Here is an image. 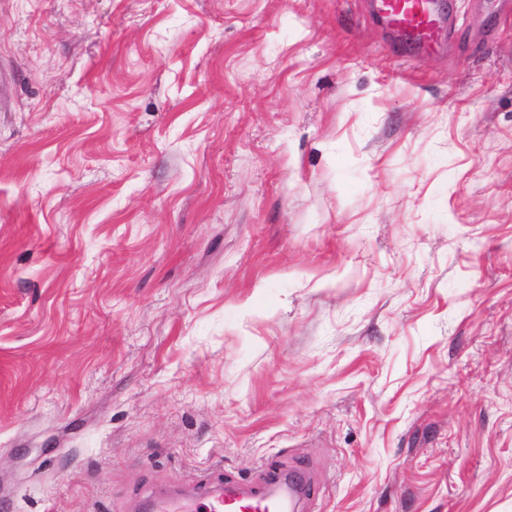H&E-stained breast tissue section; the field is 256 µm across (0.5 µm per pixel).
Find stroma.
Here are the masks:
<instances>
[{
	"mask_svg": "<svg viewBox=\"0 0 512 512\" xmlns=\"http://www.w3.org/2000/svg\"><path fill=\"white\" fill-rule=\"evenodd\" d=\"M370 3L0 0V512H512V0ZM372 7L374 15L386 27L425 51L433 50L442 12L433 0H374ZM239 487L210 491L206 488L187 500L188 512H288L294 511L301 496L308 491L295 478L270 476L266 488L244 490Z\"/></svg>",
	"mask_w": 512,
	"mask_h": 512,
	"instance_id": "1",
	"label": "stroma"
}]
</instances>
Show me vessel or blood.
I'll use <instances>...</instances> for the list:
<instances>
[{
    "mask_svg": "<svg viewBox=\"0 0 512 512\" xmlns=\"http://www.w3.org/2000/svg\"><path fill=\"white\" fill-rule=\"evenodd\" d=\"M373 13L411 44L433 50L441 23V8L435 0H373ZM306 493L299 480L274 474L266 488L205 489L189 499L187 506L190 512H293Z\"/></svg>",
    "mask_w": 512,
    "mask_h": 512,
    "instance_id": "b4317fda",
    "label": "vessel or blood"
}]
</instances>
